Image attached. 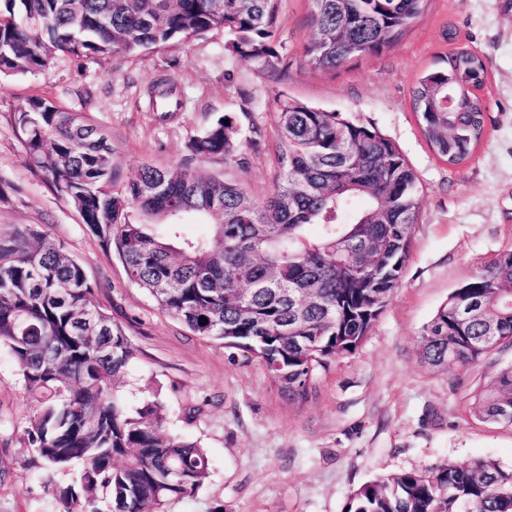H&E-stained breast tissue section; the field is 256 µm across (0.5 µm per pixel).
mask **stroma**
<instances>
[{"instance_id": "stroma-1", "label": "stroma", "mask_w": 512, "mask_h": 512, "mask_svg": "<svg viewBox=\"0 0 512 512\" xmlns=\"http://www.w3.org/2000/svg\"><path fill=\"white\" fill-rule=\"evenodd\" d=\"M308 0H281L277 31L281 72L224 50L213 30L186 43L96 60L61 56L36 74H0V232L38 224L85 268L93 305L124 329L137 349L118 391L130 406L145 396L166 409L168 431L200 442L210 475L192 495L161 512H344L355 488L377 477L439 464L496 460L512 471V426L478 420L476 391L512 366L502 348L466 370L421 362L425 327L449 295L485 263L512 249V0H429L394 46L334 71L308 66ZM465 46L486 62L487 134L472 160L451 168L429 148L411 107V91ZM174 85L182 108L160 120L149 90ZM287 95L373 124L416 171L420 218L402 277L362 345L319 371L305 402H289L260 358L191 332L131 283L79 214L28 166L10 122L34 98L80 112L109 137L120 181L147 163L242 181L258 199L275 182L269 120ZM263 131L245 169L189 152L190 139L219 116L241 114ZM22 377L0 350V512H59L56 488L79 469L42 464L21 439L35 414Z\"/></svg>"}]
</instances>
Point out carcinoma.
<instances>
[{
	"mask_svg": "<svg viewBox=\"0 0 512 512\" xmlns=\"http://www.w3.org/2000/svg\"><path fill=\"white\" fill-rule=\"evenodd\" d=\"M310 65L337 67L396 43L429 0H310ZM279 0H0V73H36L56 55L93 60L224 31V50L274 71ZM422 76L412 96L433 152L467 162L485 134L486 63L467 47ZM273 192L255 199L237 180L140 165L117 185L112 146L85 115L36 98L10 121L30 167L72 206L129 280L193 333L260 358L290 401L308 397L318 369L353 354L399 282L419 215L418 176L375 126L283 96ZM229 124H224V121ZM198 157L247 164L239 119L224 114L191 139ZM363 207L352 210L354 200ZM208 231L188 235L178 216ZM320 233L311 239L307 227ZM97 283L38 225L0 233V348L39 412L24 444L48 467L82 463L56 489L63 512L98 495L111 512H158L209 475L197 442L165 430L156 398L131 409L114 388L136 356L123 328L95 307ZM207 324H200V318ZM512 347V250L456 289L422 336L419 357L468 368ZM512 368L475 399L478 419L512 426ZM345 512H512V471L491 459L372 480Z\"/></svg>",
	"mask_w": 512,
	"mask_h": 512,
	"instance_id": "cac0c4a2",
	"label": "carcinoma"
}]
</instances>
